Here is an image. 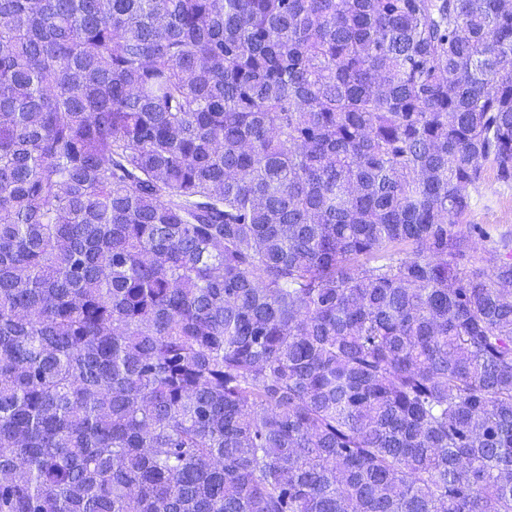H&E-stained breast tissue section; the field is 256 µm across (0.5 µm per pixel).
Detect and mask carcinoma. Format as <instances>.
<instances>
[{"label":"carcinoma","instance_id":"1","mask_svg":"<svg viewBox=\"0 0 512 512\" xmlns=\"http://www.w3.org/2000/svg\"><path fill=\"white\" fill-rule=\"evenodd\" d=\"M512 0H0V512H512ZM467 224H480L493 240L502 234H512V184L498 182L492 171L476 195L474 206L467 216Z\"/></svg>","mask_w":512,"mask_h":512}]
</instances>
